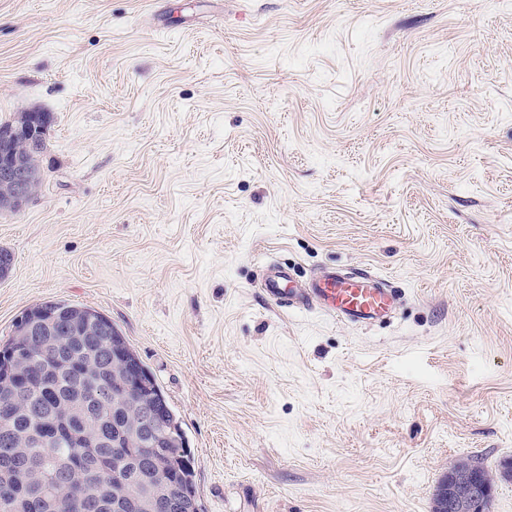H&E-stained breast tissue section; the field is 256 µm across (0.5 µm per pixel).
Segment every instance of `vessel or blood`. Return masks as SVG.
<instances>
[{"instance_id": "vessel-or-blood-1", "label": "vessel or blood", "mask_w": 512, "mask_h": 512, "mask_svg": "<svg viewBox=\"0 0 512 512\" xmlns=\"http://www.w3.org/2000/svg\"><path fill=\"white\" fill-rule=\"evenodd\" d=\"M263 291L288 308H316L354 325L391 318L400 300L396 289L364 269L351 273L327 269L302 288L292 287L287 271L278 270L265 278Z\"/></svg>"}]
</instances>
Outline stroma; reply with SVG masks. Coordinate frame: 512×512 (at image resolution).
<instances>
[{"label":"stroma","instance_id":"obj_1","mask_svg":"<svg viewBox=\"0 0 512 512\" xmlns=\"http://www.w3.org/2000/svg\"><path fill=\"white\" fill-rule=\"evenodd\" d=\"M51 118L0 212V344L29 306L117 325L177 413L201 512H512V0H0V121ZM368 269L391 321L277 307ZM453 494H448L452 483L441 488L437 499V512H472L477 500L491 493L490 484L486 480L481 486L475 484L471 470L452 471Z\"/></svg>","mask_w":512,"mask_h":512}]
</instances>
